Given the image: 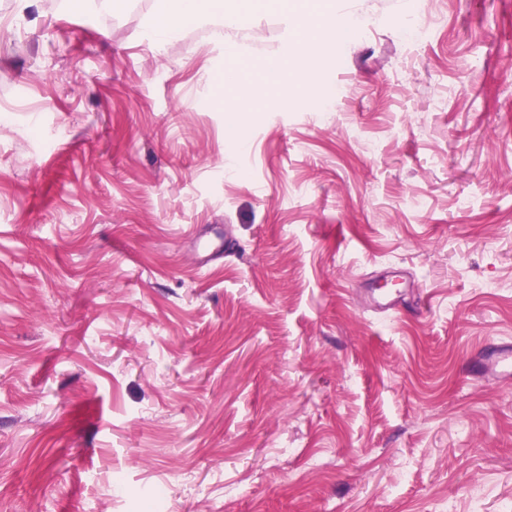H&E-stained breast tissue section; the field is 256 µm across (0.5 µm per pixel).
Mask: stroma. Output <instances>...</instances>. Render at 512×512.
Listing matches in <instances>:
<instances>
[{
    "mask_svg": "<svg viewBox=\"0 0 512 512\" xmlns=\"http://www.w3.org/2000/svg\"><path fill=\"white\" fill-rule=\"evenodd\" d=\"M154 9L0 0V512H512V379L471 378L512 340V0L259 8L233 132L223 41ZM335 10L318 97L265 83ZM354 24L355 19L353 17L347 14L331 12L324 15L314 26L318 29L321 44H326L333 39L346 35ZM225 81L236 86L238 96L237 104L225 112H250V102L253 97L252 87L241 82L238 70L225 71Z\"/></svg>",
    "mask_w": 512,
    "mask_h": 512,
    "instance_id": "35a3bbf8",
    "label": "stroma"
}]
</instances>
